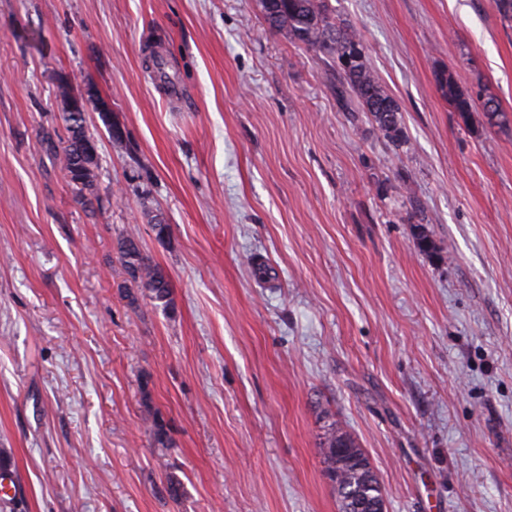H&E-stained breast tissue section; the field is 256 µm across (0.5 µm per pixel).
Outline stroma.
Instances as JSON below:
<instances>
[{"label": "stroma", "mask_w": 512, "mask_h": 512, "mask_svg": "<svg viewBox=\"0 0 512 512\" xmlns=\"http://www.w3.org/2000/svg\"><path fill=\"white\" fill-rule=\"evenodd\" d=\"M330 3L404 147L257 0H0V512H339L333 421L386 512H512V124L483 109L512 114V24L491 0ZM439 70L472 93L469 122ZM61 77L123 134L90 113L91 210L46 148ZM122 235L168 274L170 308L128 282ZM340 443L343 448H348L351 456H362L368 461L362 448L357 442L345 431L336 425L331 424L325 433L322 443L325 462L327 463L326 474L331 470H336V464L340 463L338 469L344 475V482L357 486L358 492L368 500H377L385 506V493L377 477L368 482H360V474L346 460L336 456V443ZM369 463V461H368ZM370 464V463H369Z\"/></svg>", "instance_id": "obj_1"}]
</instances>
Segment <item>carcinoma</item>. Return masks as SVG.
I'll use <instances>...</instances> for the list:
<instances>
[{"label":"carcinoma","mask_w":512,"mask_h":512,"mask_svg":"<svg viewBox=\"0 0 512 512\" xmlns=\"http://www.w3.org/2000/svg\"><path fill=\"white\" fill-rule=\"evenodd\" d=\"M258 5L271 28L285 33L290 41L319 55L325 66L326 79L334 85L336 99L346 111L365 115L390 146L397 149L405 143L401 107L381 85L367 54L363 52L350 64H344L345 48L354 44L362 48L364 42L354 28L336 22L329 0H258ZM436 83L452 110L462 119H467L473 108L469 92L461 89L454 77L446 72H437ZM63 120L67 139L60 147L49 144V149L62 165L70 183L81 193L84 204L90 206L97 198L99 164L98 157L85 153L83 148V141L93 139L86 125V113L65 111ZM413 237L419 251L430 253L434 250L426 225H414ZM115 250L130 282L152 300L164 306L172 303L170 280L159 266L151 263L134 238L119 237ZM149 430L159 447L171 446L168 423L159 414H150ZM338 444L348 449L352 456H365L347 432L332 424L322 443L327 470L340 469L344 482L357 486L363 497L385 502L384 489L377 478L366 483L360 481L359 472L336 456Z\"/></svg>","instance_id":"carcinoma-1"}]
</instances>
